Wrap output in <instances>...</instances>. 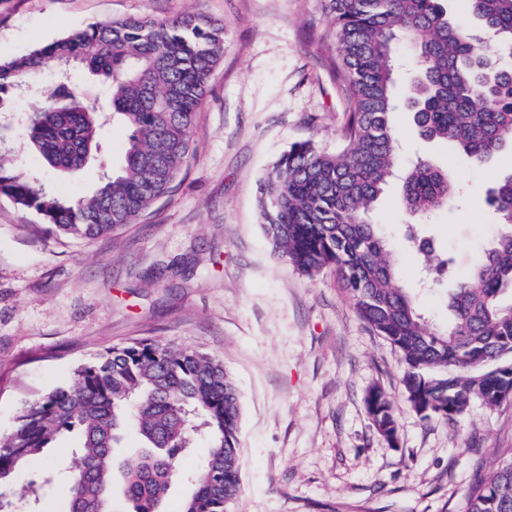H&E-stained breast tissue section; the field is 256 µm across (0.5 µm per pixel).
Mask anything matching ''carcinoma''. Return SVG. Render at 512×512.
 Wrapping results in <instances>:
<instances>
[{
    "mask_svg": "<svg viewBox=\"0 0 512 512\" xmlns=\"http://www.w3.org/2000/svg\"><path fill=\"white\" fill-rule=\"evenodd\" d=\"M446 0H327L336 34V79L348 97L343 147L328 152L311 140L293 144L262 178L261 228L274 254L299 274L334 268L360 318L402 357L403 393L424 420L456 421L474 398L489 407L512 400V172L492 181L487 203L500 216L489 248L447 295L451 320L437 326L404 287L378 225L369 214L402 166L390 115L394 41L408 40L420 58L409 99L419 136L484 164L512 148V0H466L468 13L495 52L453 20ZM224 25L203 14L166 20L131 17L92 24L11 60H0V108L27 79L76 61L112 90V114L130 134L121 166L87 200L65 203L14 169L0 140V196L33 209L55 231L94 239L133 223L164 196L193 153L196 114L221 60ZM107 116L79 87L48 92L22 135L59 171L81 169L100 148ZM455 201V179L419 159L407 169L402 203L426 217ZM432 257L434 282L452 275L448 254L409 234ZM367 412L387 442L398 436L388 395L371 389ZM240 392L224 364L191 347L142 340L112 347L74 369L71 385L24 405L0 434V512L51 482L43 453L67 434L77 438L65 512H112V478L133 512H166L171 485L207 434V451L191 474L194 490L178 512H228L241 493ZM143 450L114 456L126 432ZM42 472L28 488L20 474ZM463 512H512V453L469 488Z\"/></svg>",
    "mask_w": 512,
    "mask_h": 512,
    "instance_id": "cac0c4a2",
    "label": "carcinoma"
}]
</instances>
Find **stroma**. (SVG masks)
<instances>
[{"instance_id": "obj_1", "label": "stroma", "mask_w": 512, "mask_h": 512, "mask_svg": "<svg viewBox=\"0 0 512 512\" xmlns=\"http://www.w3.org/2000/svg\"><path fill=\"white\" fill-rule=\"evenodd\" d=\"M200 13L223 23L224 55L194 128V152L168 194L134 223L94 240L56 233L35 210L0 198V432L26 402L68 385L77 365L114 346L159 339L221 360L241 396L242 493L229 512H462L469 486L512 449V403L473 401L457 422L421 420L402 394L398 352L359 317L335 271L308 278L274 255L257 188L293 143L327 151L342 141L348 98L332 70L334 26L324 0H0V57L97 22ZM393 114L404 159L448 169L461 208L413 220L393 179L370 214L415 287L421 255L407 224L470 271L499 225L485 202L489 173L512 153L472 163L419 137L406 98L417 71L397 42ZM55 72L38 81L54 89ZM39 91V93H40ZM15 94L0 115L17 166L59 198H89L119 167L128 131L114 122L102 151L60 174L19 134L41 103ZM392 399L389 446L365 395Z\"/></svg>"}]
</instances>
